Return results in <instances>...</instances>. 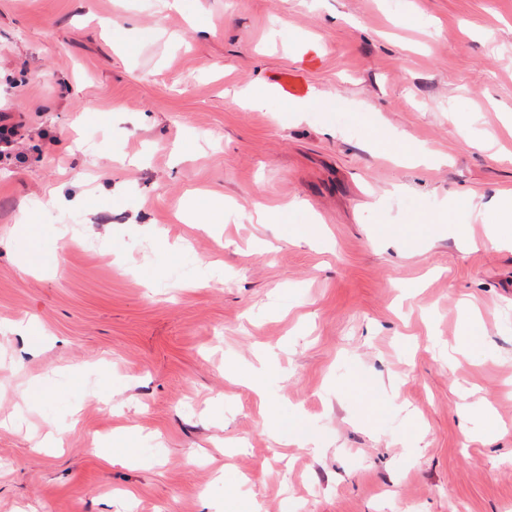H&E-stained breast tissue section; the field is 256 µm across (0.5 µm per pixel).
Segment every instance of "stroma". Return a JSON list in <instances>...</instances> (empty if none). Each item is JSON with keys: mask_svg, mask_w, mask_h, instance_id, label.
I'll list each match as a JSON object with an SVG mask.
<instances>
[{"mask_svg": "<svg viewBox=\"0 0 512 512\" xmlns=\"http://www.w3.org/2000/svg\"><path fill=\"white\" fill-rule=\"evenodd\" d=\"M290 78L331 108L231 96ZM1 113L0 512H512V0H0ZM368 144L374 151L398 159L414 153L413 140L407 134L388 135L371 128L368 132ZM224 215V198L208 197L205 204L197 209L195 218L199 224H213L220 221ZM343 391L352 397H356L362 401L364 414L371 418L378 411L377 402L372 399L367 391L366 384L360 379H349L343 385Z\"/></svg>", "mask_w": 512, "mask_h": 512, "instance_id": "1", "label": "stroma"}]
</instances>
